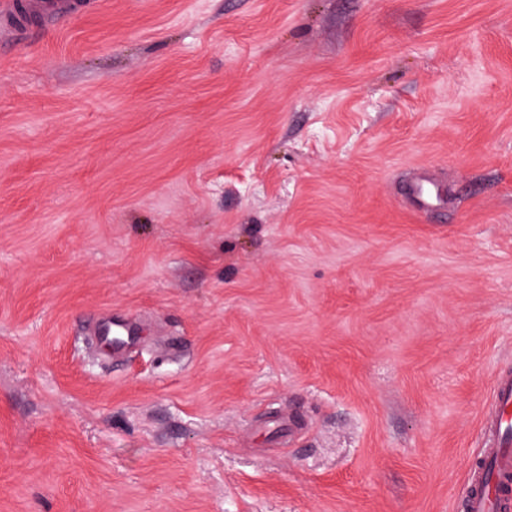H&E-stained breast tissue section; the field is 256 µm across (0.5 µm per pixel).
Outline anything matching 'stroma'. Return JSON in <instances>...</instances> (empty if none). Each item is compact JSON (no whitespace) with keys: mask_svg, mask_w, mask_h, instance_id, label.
Returning <instances> with one entry per match:
<instances>
[{"mask_svg":"<svg viewBox=\"0 0 512 512\" xmlns=\"http://www.w3.org/2000/svg\"><path fill=\"white\" fill-rule=\"evenodd\" d=\"M24 24L0 46V512H461L512 371V0ZM422 175L442 211L407 196Z\"/></svg>","mask_w":512,"mask_h":512,"instance_id":"1","label":"stroma"}]
</instances>
